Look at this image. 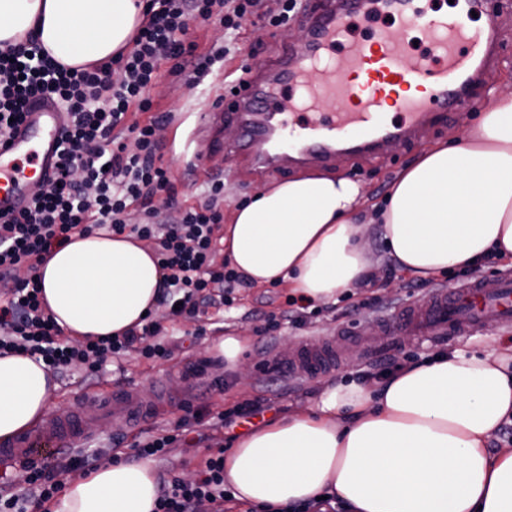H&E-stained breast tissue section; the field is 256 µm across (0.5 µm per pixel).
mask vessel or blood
I'll return each instance as SVG.
<instances>
[{"instance_id": "obj_1", "label": "vessel or blood", "mask_w": 512, "mask_h": 512, "mask_svg": "<svg viewBox=\"0 0 512 512\" xmlns=\"http://www.w3.org/2000/svg\"><path fill=\"white\" fill-rule=\"evenodd\" d=\"M483 15L475 25V15ZM309 47L302 56L280 50L261 64L244 63L236 93L216 96L197 115L191 158L204 168L225 115L242 129L228 146V164L273 177L292 166L327 164L338 147L360 154L417 137L430 129L437 111L456 104L463 90L496 59L500 25L487 0H454L440 12L435 0H327L306 12ZM423 52L414 53L415 44ZM321 79L310 83L306 76ZM62 112L51 103L26 115L5 150H0V210L19 211L31 186L54 171ZM35 166L25 169L24 159ZM410 333L454 335L512 323V279H475L441 288L427 306L404 313ZM332 350L302 351L292 366L319 373ZM89 417L78 409L45 420L11 447L0 461L40 465L83 444Z\"/></svg>"}]
</instances>
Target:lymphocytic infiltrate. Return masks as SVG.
I'll return each instance as SVG.
<instances>
[{"mask_svg":"<svg viewBox=\"0 0 512 512\" xmlns=\"http://www.w3.org/2000/svg\"><path fill=\"white\" fill-rule=\"evenodd\" d=\"M141 25L128 50L100 68L71 69L49 60L36 37L0 51V148L7 146L16 121L38 98L50 97L66 122L56 169L47 189L15 214L0 212V353L41 357L52 371L85 367L96 376L108 360L139 353L165 359L162 325L147 320L142 328L107 338L62 337L42 306L37 266L53 249L77 233L103 225L153 241L168 275L159 300L179 315H198L201 304L223 307L241 277L221 258L218 232L224 220L220 199L224 183L212 179L204 200L165 213L157 197L173 199L175 187L165 165L157 131L169 115H153L149 87L163 74L195 86L214 66L223 64L229 48H200L186 40L190 22L217 24L232 34L251 16L268 26L287 25L297 0H276L261 10V0H146ZM196 414L178 421L174 433L136 441L142 458H165L174 443L187 441ZM22 492L0 493V512H28L57 498L64 489L54 465L26 468ZM230 494L224 487V456L208 457L189 482L161 481L155 512H224Z\"/></svg>","mask_w":512,"mask_h":512,"instance_id":"obj_1","label":"lymphocytic infiltrate"}]
</instances>
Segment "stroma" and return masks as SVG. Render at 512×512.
Returning a JSON list of instances; mask_svg holds the SVG:
<instances>
[{
  "label": "stroma",
  "mask_w": 512,
  "mask_h": 512,
  "mask_svg": "<svg viewBox=\"0 0 512 512\" xmlns=\"http://www.w3.org/2000/svg\"><path fill=\"white\" fill-rule=\"evenodd\" d=\"M493 4L502 30L497 60L471 86L468 103L441 113L436 125L424 137L396 144L370 158L362 159L348 151L335 154L326 167L327 173L357 181L370 201L382 202L397 174L415 161L425 147L454 140L463 130L477 124L483 113L492 108L494 96H512V0H493ZM302 29L297 19L286 26L272 28L258 18H251L233 39L223 71L213 72L196 87L166 76L149 88L148 95L157 112L171 110L182 115L181 123L160 126L157 132L177 188L175 206L197 204L213 175L222 176L224 180V208L228 211L235 203L270 187V180L263 177L231 171L225 165L223 153L210 154L206 171L200 172L187 165L181 151L194 123L193 113L208 102L212 84L221 76L231 75L241 62L275 55L283 46L295 47L293 35ZM366 235L373 264L371 276L338 296L336 303L316 302L310 312L291 318L287 315L292 297L290 288L246 282L235 288L230 306L222 310L205 308L193 319L175 318L165 307H157L152 317L166 329L165 342L171 351L170 357L147 359L133 352L121 360L104 364L98 380L92 382L80 367L59 372L56 375L58 388L51 399L52 414L71 409L79 399L101 389L120 391L135 387L149 397L160 386H167V398L137 426L129 427L112 418L101 419L92 426L85 446L106 452L119 442L127 446L135 439L172 431L175 422L190 408L204 416L193 441L174 444L165 460L152 463L157 477L188 479L196 475L211 454L221 448H231L244 433L247 421L239 418L232 425L221 427L214 423L218 414L255 403L262 411L249 422L257 427L308 405L325 383H359L367 373L378 379L411 359L430 358L452 348L480 355L512 339V325L477 334L449 336L439 342L408 337L402 342L390 343L386 358L371 361L369 351L377 332L384 326L399 332L401 312L407 305L425 303L439 287L451 288L472 278L512 276V260L495 259L471 268L453 267L427 279L417 278L400 269L385 245L380 225H368ZM272 315L280 319L279 328L273 332L267 329V320ZM346 329L352 332L353 339L343 350L342 362L328 372L265 374L260 370L269 357L287 355L304 343H322ZM227 336H238L245 341L244 372H237L216 348ZM196 360L207 362L208 368L204 376L194 379L187 376L186 367Z\"/></svg>",
  "instance_id": "stroma-1"
}]
</instances>
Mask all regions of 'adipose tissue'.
I'll use <instances>...</instances> for the list:
<instances>
[{
	"mask_svg": "<svg viewBox=\"0 0 512 512\" xmlns=\"http://www.w3.org/2000/svg\"><path fill=\"white\" fill-rule=\"evenodd\" d=\"M144 0H0V45L38 36L69 67L104 64L134 35ZM391 255L427 276L512 257V96L453 143L426 147L383 204L339 175L302 174L252 195L224 227V255L247 281L335 302L368 273L366 225ZM70 339L118 336L158 306L164 271L132 236L74 234L37 269ZM56 388L43 361L0 354V444L32 429ZM512 417V345L460 348L373 387L326 383L303 409L241 438L224 456L235 500L273 512L332 496L350 512H512V452L488 443ZM146 460H117L67 480L51 512H153Z\"/></svg>",
	"mask_w": 512,
	"mask_h": 512,
	"instance_id": "obj_1",
	"label": "adipose tissue"
}]
</instances>
